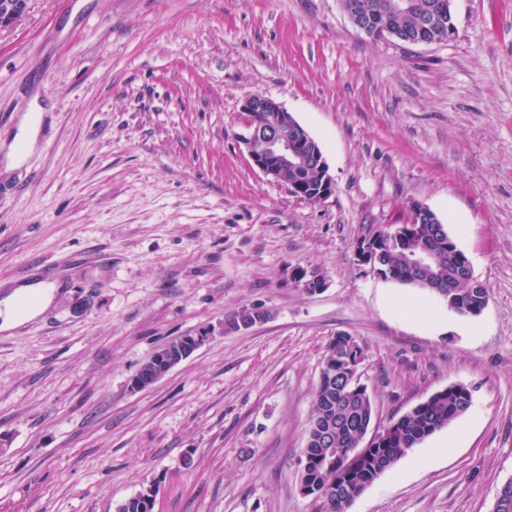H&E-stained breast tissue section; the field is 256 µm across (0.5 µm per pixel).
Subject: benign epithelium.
Returning <instances> with one entry per match:
<instances>
[{
	"instance_id": "benign-epithelium-1",
	"label": "benign epithelium",
	"mask_w": 512,
	"mask_h": 512,
	"mask_svg": "<svg viewBox=\"0 0 512 512\" xmlns=\"http://www.w3.org/2000/svg\"><path fill=\"white\" fill-rule=\"evenodd\" d=\"M26 9V0H5L0 2V26L13 23ZM245 112H264L268 117L267 125L262 128L247 126L246 134L241 136V143L245 146L252 163L266 176L275 181L281 180L280 173L290 169L296 171L302 165L308 147L304 145L294 116L279 102L266 96H252L243 104ZM318 170L322 171L321 185L316 189L306 188V184L299 181L287 183L291 193L310 203H317L328 197L333 191V181L328 173L325 159H320ZM207 337L182 336L165 344L160 350L161 356L156 358L154 365L158 370L132 381L133 388L145 389L171 371L194 353Z\"/></svg>"
}]
</instances>
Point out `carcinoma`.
I'll list each match as a JSON object with an SVG mask.
<instances>
[{"label":"carcinoma","instance_id":"cac0c4a2","mask_svg":"<svg viewBox=\"0 0 512 512\" xmlns=\"http://www.w3.org/2000/svg\"><path fill=\"white\" fill-rule=\"evenodd\" d=\"M355 12L370 20L369 35L384 39L390 34L422 39L433 43L453 33L452 10L448 0H422L443 5L441 15L430 28L421 25V16L395 14L392 0H344ZM414 232L396 238L373 230L375 237L363 236L360 243L377 244L379 272L387 280L427 290L443 297L450 310L463 316H476L488 297L487 289L473 275L468 256L435 213L412 211ZM436 254L428 265L422 261L425 250ZM362 359V349L355 339L339 334L329 342L317 384L313 415L310 420L302 458L307 466L299 473L300 484L315 489L324 512H348L358 490L372 484L382 473L437 430L464 415L471 407L468 388L460 384L431 395L409 412L392 422V428L380 438L376 447L347 461L326 458V449L338 448L345 453L358 447L373 417V403L362 385L358 389L342 387L348 373Z\"/></svg>","mask_w":512,"mask_h":512}]
</instances>
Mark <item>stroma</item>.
I'll return each mask as SVG.
<instances>
[{
  "label": "stroma",
  "mask_w": 512,
  "mask_h": 512,
  "mask_svg": "<svg viewBox=\"0 0 512 512\" xmlns=\"http://www.w3.org/2000/svg\"><path fill=\"white\" fill-rule=\"evenodd\" d=\"M453 34L375 39L342 0H27L0 27V132L40 98L49 147L0 173V512H318L299 460L330 340L363 350L371 431L453 384L472 405L349 512H493L512 481V0H453ZM280 102L333 191L294 197L249 159L244 101ZM433 211L488 292L461 316L359 264L370 228ZM325 277L319 294L296 270ZM403 302L429 307L413 320ZM265 321L229 331L245 308ZM208 333L145 390L162 345ZM31 288V285L17 287V289L10 296L4 299L3 310L2 313H0L2 315V325L0 326V329H14L23 323L18 320L17 314L14 311V306L16 302Z\"/></svg>",
  "instance_id": "1"
}]
</instances>
